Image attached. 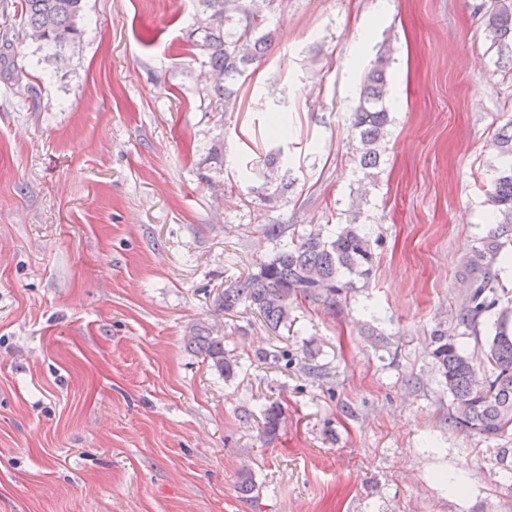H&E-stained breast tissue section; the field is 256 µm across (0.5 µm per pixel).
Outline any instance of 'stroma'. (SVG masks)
<instances>
[{"label":"stroma","instance_id":"1","mask_svg":"<svg viewBox=\"0 0 512 512\" xmlns=\"http://www.w3.org/2000/svg\"><path fill=\"white\" fill-rule=\"evenodd\" d=\"M480 2L273 0L271 44L227 114L202 91L194 0H84L60 59L0 24L33 86L0 69V512H512L495 461L512 432L449 427L431 355L441 328L481 360L512 308V232L488 197L512 70ZM387 39L400 107L367 179L350 112ZM278 148L294 185L267 202L249 164ZM354 209L375 262L335 304L304 302L275 331L219 310L284 244L260 225L328 237ZM494 238L498 307L475 337L453 316ZM197 327L238 358L232 377L187 348Z\"/></svg>","mask_w":512,"mask_h":512}]
</instances>
